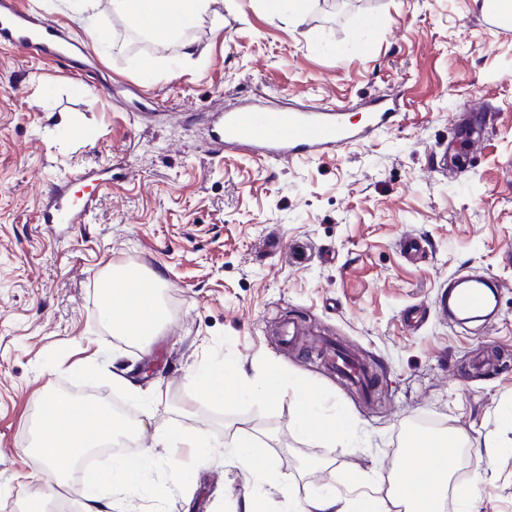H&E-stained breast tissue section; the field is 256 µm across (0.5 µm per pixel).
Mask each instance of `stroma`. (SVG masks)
<instances>
[{"instance_id": "35a3bbf8", "label": "stroma", "mask_w": 512, "mask_h": 512, "mask_svg": "<svg viewBox=\"0 0 512 512\" xmlns=\"http://www.w3.org/2000/svg\"><path fill=\"white\" fill-rule=\"evenodd\" d=\"M27 2L93 42L81 76L0 49V512L39 493L23 450L43 394L71 386L131 411L136 447H153L167 424L210 439L203 463L189 448L159 458L151 480L165 495L115 493L118 512H243L253 484L224 457L242 432L269 446V512L350 495L353 476L373 472L381 479L367 490L384 497L401 430L416 419L461 440L465 472L446 512L469 496L475 512H512V25L472 0H345L339 17L313 0L298 23L270 16L265 0H224L223 28L190 17L167 39L110 0ZM373 99L396 103L391 125L329 156L208 149L216 112L332 106L360 129ZM467 102L486 129L477 150L457 128ZM104 168L112 179L95 189L73 178ZM59 190L94 195L84 223H40ZM272 232L283 251H264ZM408 235L424 246L412 260L400 248ZM295 243L306 249L299 266ZM118 261L164 280L149 348L96 314L101 274ZM458 274L500 284L495 319L442 314ZM417 307L425 320L412 329L404 314ZM289 322L304 339L285 350ZM321 338L373 370V400L324 365ZM234 362L320 393L335 442L298 429L293 389L219 404L196 385L198 370ZM121 367L128 383L112 377ZM488 442L483 466L476 452Z\"/></svg>"}]
</instances>
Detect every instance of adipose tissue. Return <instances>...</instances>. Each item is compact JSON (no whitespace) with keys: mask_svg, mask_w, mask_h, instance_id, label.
Listing matches in <instances>:
<instances>
[{"mask_svg":"<svg viewBox=\"0 0 512 512\" xmlns=\"http://www.w3.org/2000/svg\"><path fill=\"white\" fill-rule=\"evenodd\" d=\"M216 0H112L115 12L136 17L153 32L169 35L175 20L207 14ZM108 281L105 315L113 333L135 341L149 343L159 330L160 314L157 286L160 277L146 278L127 267L111 264L105 270ZM197 383L217 401L243 391L260 400L271 399L281 388L290 385L278 371L252 379L235 366L202 372ZM129 424L119 421L106 406L77 400L61 393H49L43 398L35 417V430L25 454L29 460V480L39 483L42 491L38 500L29 502L24 512H44L46 500L61 496L67 487V473L60 468L63 459H74L121 436L131 435ZM156 448H144L133 457L119 458L111 471L100 474L85 491L80 512H112L114 507L106 487L129 490H149L164 496L161 485H147L146 477L156 458L157 447H170L180 442L198 449L200 459H207L209 450L201 434L192 431L175 432L163 427L157 430ZM249 473L253 483L264 484L274 479L267 467V446L258 439L238 442L228 451ZM454 451L447 442L430 434L417 435L406 455L390 473L388 498L369 493L346 497L333 495L308 501L302 512H391L392 506L404 512H443L442 501L452 480L448 466ZM427 461L433 468L429 481H421L416 473L417 461Z\"/></svg>","mask_w":512,"mask_h":512,"instance_id":"adipose-tissue-1","label":"adipose tissue"}]
</instances>
